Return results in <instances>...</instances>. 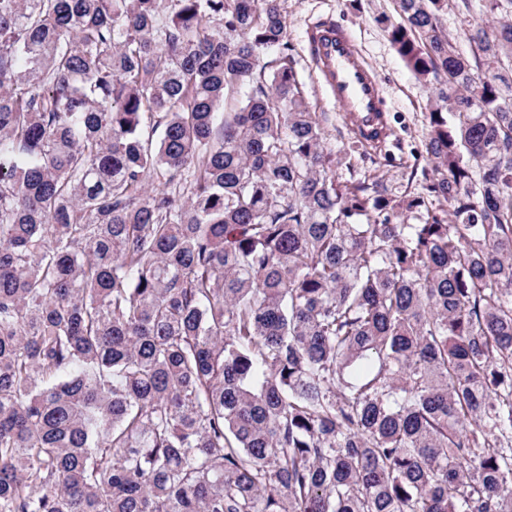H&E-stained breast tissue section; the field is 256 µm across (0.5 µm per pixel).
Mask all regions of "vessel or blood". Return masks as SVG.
Wrapping results in <instances>:
<instances>
[{"mask_svg":"<svg viewBox=\"0 0 512 512\" xmlns=\"http://www.w3.org/2000/svg\"><path fill=\"white\" fill-rule=\"evenodd\" d=\"M307 39L317 80L338 114L352 123L356 134L378 141L389 136L384 86L350 30L330 21L310 27Z\"/></svg>","mask_w":512,"mask_h":512,"instance_id":"b4317fda","label":"vessel or blood"}]
</instances>
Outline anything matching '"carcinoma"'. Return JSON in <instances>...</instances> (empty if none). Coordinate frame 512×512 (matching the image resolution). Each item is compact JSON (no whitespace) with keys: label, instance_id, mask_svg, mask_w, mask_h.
<instances>
[{"label":"carcinoma","instance_id":"1","mask_svg":"<svg viewBox=\"0 0 512 512\" xmlns=\"http://www.w3.org/2000/svg\"><path fill=\"white\" fill-rule=\"evenodd\" d=\"M396 4L398 193L283 0H0V512H512V0ZM480 3L481 2H479V0H474L473 2L474 8L472 11V17L474 18L481 16V13L479 12ZM472 17L464 18L463 16L448 14V16H445L443 20L445 27L448 28V32L457 38L460 47L466 51H469V44L465 40L463 32L465 28H467L468 20L472 21Z\"/></svg>","mask_w":512,"mask_h":512}]
</instances>
